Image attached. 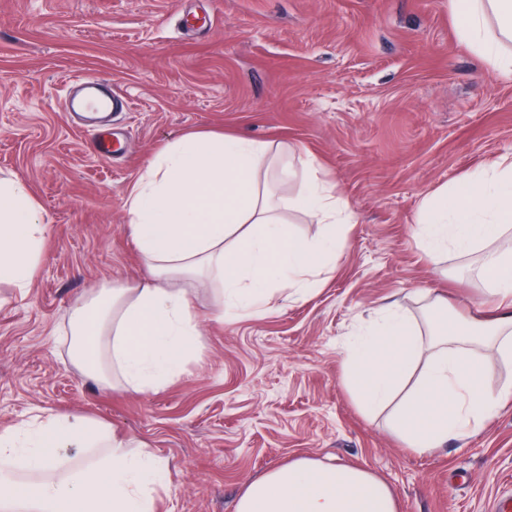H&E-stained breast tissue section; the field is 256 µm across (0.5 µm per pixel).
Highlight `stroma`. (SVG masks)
Instances as JSON below:
<instances>
[{
    "label": "stroma",
    "instance_id": "obj_1",
    "mask_svg": "<svg viewBox=\"0 0 512 512\" xmlns=\"http://www.w3.org/2000/svg\"><path fill=\"white\" fill-rule=\"evenodd\" d=\"M72 73L131 101L112 159L67 119ZM206 132L315 157L355 215L352 247L273 314L221 323L196 289L194 348L152 392L86 379L69 311L137 285L128 195L167 143ZM493 156L512 157V75L458 39L448 0H0V174L48 220L29 288L0 282V430L57 413L109 425L168 462L158 512H235L302 457L368 469L398 512H493L512 497V405L420 454L344 378V345L382 300L413 309L430 288L450 320L480 313V253L431 264L415 230L427 197Z\"/></svg>",
    "mask_w": 512,
    "mask_h": 512
}]
</instances>
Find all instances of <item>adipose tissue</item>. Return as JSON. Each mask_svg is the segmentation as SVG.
<instances>
[{"label": "adipose tissue", "instance_id": "1", "mask_svg": "<svg viewBox=\"0 0 512 512\" xmlns=\"http://www.w3.org/2000/svg\"><path fill=\"white\" fill-rule=\"evenodd\" d=\"M457 34L491 71L512 74V0H449ZM295 179L291 196L278 181ZM327 231L291 236L288 211ZM143 277L74 304L82 343L75 360L101 383L147 393L178 376L197 334L192 293L217 285L215 315L234 320L276 311L320 288L351 245L355 216L335 181L310 156L274 141L235 134H189L168 144L128 200ZM47 220L18 177L0 175V280L28 288ZM512 158L488 160L462 183L427 198L417 225L423 253L478 250L476 276L498 303L486 325L465 320L438 331L444 303L423 294L419 325L395 301L348 346L346 379L365 413L385 414L408 448L425 452L477 431L512 384L494 388V367L477 347L512 360ZM103 449L96 463L66 462L67 451ZM167 463L134 451L104 424L49 415L0 431V512H157ZM390 488L369 470L299 458L249 483L235 512H397Z\"/></svg>", "mask_w": 512, "mask_h": 512}]
</instances>
